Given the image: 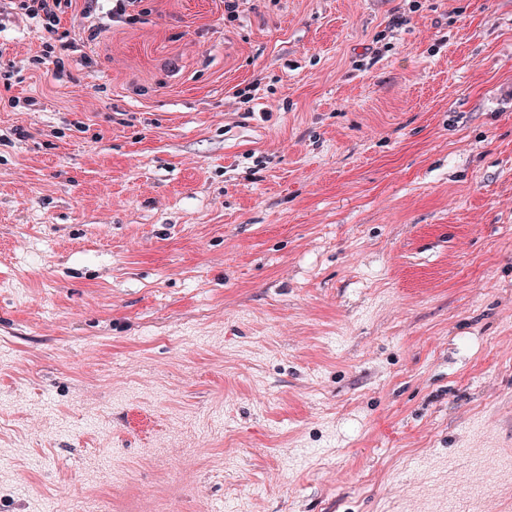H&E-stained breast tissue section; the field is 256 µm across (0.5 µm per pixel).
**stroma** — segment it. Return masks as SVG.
Returning a JSON list of instances; mask_svg holds the SVG:
<instances>
[{
  "instance_id": "35a3bbf8",
  "label": "stroma",
  "mask_w": 512,
  "mask_h": 512,
  "mask_svg": "<svg viewBox=\"0 0 512 512\" xmlns=\"http://www.w3.org/2000/svg\"><path fill=\"white\" fill-rule=\"evenodd\" d=\"M144 6L0 87V512H512V0Z\"/></svg>"
}]
</instances>
